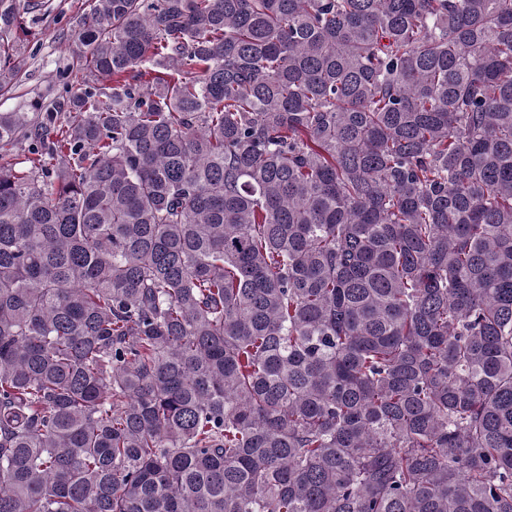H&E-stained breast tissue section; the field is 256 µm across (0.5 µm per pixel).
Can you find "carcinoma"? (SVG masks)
I'll return each mask as SVG.
<instances>
[{
  "label": "carcinoma",
  "instance_id": "carcinoma-1",
  "mask_svg": "<svg viewBox=\"0 0 512 512\" xmlns=\"http://www.w3.org/2000/svg\"><path fill=\"white\" fill-rule=\"evenodd\" d=\"M87 2L0 112V512H512V0ZM40 11L24 14L35 33L27 44L26 62L11 84L0 92L1 112H36L65 93L72 84L79 62L66 50V35L87 9V0H41Z\"/></svg>",
  "mask_w": 512,
  "mask_h": 512
}]
</instances>
